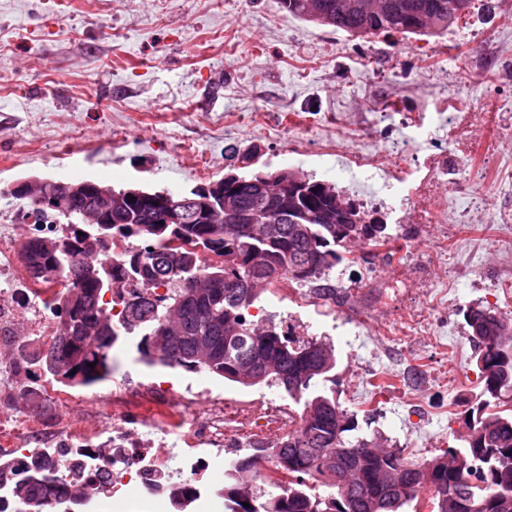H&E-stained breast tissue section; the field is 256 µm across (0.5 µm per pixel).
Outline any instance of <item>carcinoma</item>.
<instances>
[{
    "instance_id": "carcinoma-1",
    "label": "carcinoma",
    "mask_w": 512,
    "mask_h": 512,
    "mask_svg": "<svg viewBox=\"0 0 512 512\" xmlns=\"http://www.w3.org/2000/svg\"><path fill=\"white\" fill-rule=\"evenodd\" d=\"M452 2L383 0L386 8L368 15L361 0H280L298 19L359 39L442 35L450 27ZM308 183L312 187L296 197L290 215L288 201L262 190L256 172L242 175L238 215L214 224H163L155 210L126 205L113 207L102 227L81 223L91 204L87 196L74 199L65 218L27 202L32 231L24 243L26 275L34 283L61 276L67 284L46 304L55 336L25 344L17 353L19 372L89 388L112 376L113 347L136 338L140 360L148 365L284 392L302 405L299 423L277 444L224 465V512H404L425 490L431 512H512V412L490 409L512 399V325L494 310L473 309L465 318L483 387L468 409L463 446L421 462L379 436L351 435L356 418L326 388L336 380L331 344L297 342L271 316L259 324L250 319L261 285L280 276L320 280L351 252L337 225L320 221L336 211V197L323 194L314 178ZM263 224L278 226L274 239L258 237ZM120 244L124 249L113 253ZM189 266L200 276L195 285L182 278ZM108 280L127 289L108 299L99 287ZM73 289L80 292L77 301L70 297ZM114 306L121 307L117 319ZM255 367L264 368L260 381L241 380ZM56 454L76 459L80 471L59 469L39 449L0 459V486L8 498L0 512H90L96 497L112 493V482L83 469L71 449ZM265 461L288 473V487L266 481ZM159 482L174 512H192L193 481L173 473Z\"/></svg>"
}]
</instances>
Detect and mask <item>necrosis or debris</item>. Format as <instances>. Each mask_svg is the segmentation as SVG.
<instances>
[{
    "instance_id": "necrosis-or-debris-1",
    "label": "necrosis or debris",
    "mask_w": 512,
    "mask_h": 512,
    "mask_svg": "<svg viewBox=\"0 0 512 512\" xmlns=\"http://www.w3.org/2000/svg\"><path fill=\"white\" fill-rule=\"evenodd\" d=\"M441 112L401 111L391 104L389 111L375 113L363 124L355 140L337 138L331 152L356 169L365 182L374 184L365 205L382 208L392 224H444L447 210H435L432 201L449 174L459 172L481 158L498 161L495 184L499 197L512 196V168L500 160L512 150V117L490 122L488 113L468 109L458 89H450ZM381 137L377 148L362 147L366 138ZM0 285L11 298L8 309L0 310V327L13 329L17 318H25L32 335L51 339L53 322L41 313L50 302L55 283L34 285L26 277L21 243L0 249ZM245 423L229 412L224 403L199 412L196 399L186 397L168 382H150L139 389L112 393V418L108 426L94 431L74 432V448L109 444L120 454L112 465V490L118 494L136 492L150 500L164 498L153 489V474L166 472L170 458H177L178 470L194 481L197 500L205 512H223L204 476L209 466L206 448L233 449L240 453L254 448V440L243 435Z\"/></svg>"
}]
</instances>
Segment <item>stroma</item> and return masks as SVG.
I'll list each match as a JSON object with an SVG mask.
<instances>
[{"label": "stroma", "mask_w": 512, "mask_h": 512, "mask_svg": "<svg viewBox=\"0 0 512 512\" xmlns=\"http://www.w3.org/2000/svg\"><path fill=\"white\" fill-rule=\"evenodd\" d=\"M512 8L472 0L440 37L355 39L290 16L279 0H0V188L25 177L71 173L117 188L187 191L224 177L257 152L258 166L291 167L369 194L357 171H342L324 147L355 133L372 112L400 99L406 112L439 109L437 87L476 89V111L512 114ZM370 55L374 69L358 59ZM351 114L337 126L336 116ZM297 133L294 159L271 129ZM420 251L448 245L461 286L439 297L427 265L388 287L395 252L356 247L337 265L336 303L309 316L269 289L260 302L301 340L336 348V396L357 416V433L383 436L423 461L457 445L482 383L465 315L480 306L512 313V227L495 211L481 223L417 229ZM366 313L372 328L356 325ZM111 377L76 388L57 406L44 390L0 396V420L36 418L62 444L58 417L101 426L116 385L178 375L180 391L224 398L241 418L283 403L276 389L243 387L207 373L171 371L118 352Z\"/></svg>", "instance_id": "stroma-1"}]
</instances>
